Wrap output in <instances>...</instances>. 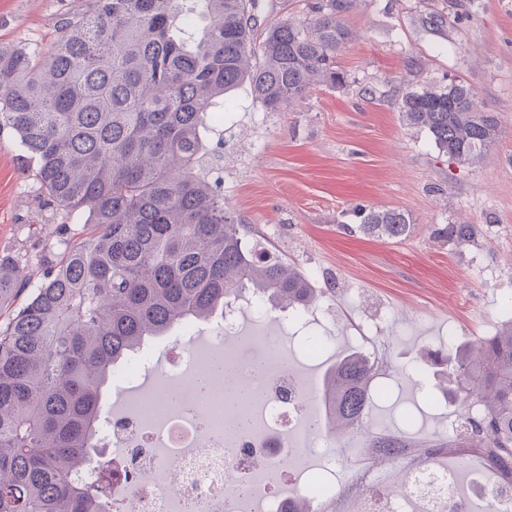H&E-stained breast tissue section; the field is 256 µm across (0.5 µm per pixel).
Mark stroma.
Listing matches in <instances>:
<instances>
[{"label":"stroma","mask_w":512,"mask_h":512,"mask_svg":"<svg viewBox=\"0 0 512 512\" xmlns=\"http://www.w3.org/2000/svg\"><path fill=\"white\" fill-rule=\"evenodd\" d=\"M92 9L93 0H0V46L49 53L65 19ZM345 20L356 36L336 55L343 85L310 87L279 112L240 87L235 112L208 136L224 143L227 206L311 276L329 311L276 324L279 336L334 338L320 359L289 353V371L323 377L357 349L360 326L379 321L385 395L367 414L372 430L395 432L408 411L404 439L432 450L447 443V420L460 409L429 405L407 369L427 364L444 391L449 342L494 335L512 297V0H361ZM453 80L469 84L498 124L473 164L449 160L400 117L406 89ZM38 195L34 163L11 130L0 131V249L48 255L60 225L79 228L74 215L43 211ZM360 207L405 210L413 231L400 242L351 233ZM462 223L483 231L462 246L439 236Z\"/></svg>","instance_id":"1"}]
</instances>
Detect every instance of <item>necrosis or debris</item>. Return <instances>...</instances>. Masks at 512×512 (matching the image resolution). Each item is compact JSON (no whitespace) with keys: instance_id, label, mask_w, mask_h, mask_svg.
Here are the masks:
<instances>
[{"instance_id":"4bbe7bcc","label":"necrosis or debris","mask_w":512,"mask_h":512,"mask_svg":"<svg viewBox=\"0 0 512 512\" xmlns=\"http://www.w3.org/2000/svg\"><path fill=\"white\" fill-rule=\"evenodd\" d=\"M256 330L240 339L239 306L225 309L213 330L216 350L238 364L256 402L260 423L244 433L224 430V390H196L201 364L192 333L174 337L165 367L155 370L145 346L112 372L120 412L105 411L91 463L74 472L76 481L106 485L110 512H237L247 494L251 512H287L290 498L279 489L291 476L297 492L322 512H447L457 502L458 473L401 458L404 483L393 489L392 466L383 451L359 445L366 462L347 470L331 452L312 456L320 435L299 437L297 424L319 410L321 387L282 370L288 350L264 331L271 315L248 301ZM265 358L269 372L254 380L252 367Z\"/></svg>"}]
</instances>
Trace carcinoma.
Wrapping results in <instances>:
<instances>
[{
  "label": "carcinoma",
  "mask_w": 512,
  "mask_h": 512,
  "mask_svg": "<svg viewBox=\"0 0 512 512\" xmlns=\"http://www.w3.org/2000/svg\"><path fill=\"white\" fill-rule=\"evenodd\" d=\"M358 0H316L300 20L259 21L258 0H94L51 53L0 47V130L18 136L46 204L85 217L42 260L0 252V512H106L104 489L71 479L94 452L112 370L176 325L207 322L240 299L306 312L320 293L261 232L224 207L215 112L247 85L268 112L336 87V53ZM463 81L403 94L401 117L450 159L471 164L498 135ZM349 232L406 239L400 209H363ZM478 224H448L454 243ZM476 403L450 448H474L512 488V318L446 356ZM377 363L353 351L323 383L328 424L349 428L372 404Z\"/></svg>",
  "instance_id": "cac0c4a2"
}]
</instances>
